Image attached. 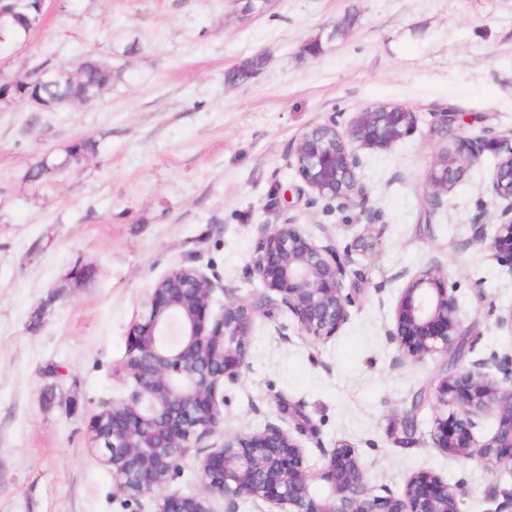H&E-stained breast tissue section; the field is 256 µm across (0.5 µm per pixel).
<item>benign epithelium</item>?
Instances as JSON below:
<instances>
[{
    "label": "benign epithelium",
    "instance_id": "1",
    "mask_svg": "<svg viewBox=\"0 0 512 512\" xmlns=\"http://www.w3.org/2000/svg\"><path fill=\"white\" fill-rule=\"evenodd\" d=\"M459 122L460 114L451 110L433 114L431 134L455 139L456 149L438 154L427 174L425 220L431 222L444 197L484 151L495 149L497 162L486 186L497 205L494 232L487 233L480 206L471 218L468 243L483 246L512 276V136L459 138ZM416 124V113L405 106L366 108L343 129L331 118L293 142L290 156L311 192L310 202L355 205L367 220L365 234L344 248L317 243L292 218L261 225L252 271L265 291L256 299L227 293L213 317L217 284L202 270L174 268L154 284L147 312L131 328L123 366L135 389L97 414L90 427L95 447L112 469L116 493L129 500L159 494V512H215L217 499L223 500L225 512H233L240 499L267 501L279 512H460L462 488L433 473L410 476L398 496L375 493L359 454L346 443L322 449V473L314 477L303 466L300 437L307 426L299 404L288 406L293 424L286 429L270 423L261 432L224 437L223 446L202 461L199 493L164 494L181 459L223 424L217 391L247 366L248 336L257 316L284 308L299 333L317 341L335 336L347 323L356 303L344 288L351 256L374 248L379 220L367 207L366 189L357 178L360 152L388 150ZM469 332L454 289L436 261L401 289L387 329L403 357H443V376L433 394L432 447L512 470V358L460 367L472 347ZM491 365L496 372L489 371ZM489 412L498 425L480 443L474 430ZM317 479L325 486L315 485Z\"/></svg>",
    "mask_w": 512,
    "mask_h": 512
}]
</instances>
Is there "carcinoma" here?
<instances>
[{"mask_svg":"<svg viewBox=\"0 0 512 512\" xmlns=\"http://www.w3.org/2000/svg\"><path fill=\"white\" fill-rule=\"evenodd\" d=\"M44 9V0H7L3 3L0 6V47L17 42L15 35L10 32L11 27H19L25 34L33 30L40 22ZM112 80V67L91 59L88 64L75 70L64 67L61 73L54 72L43 81L37 80L34 73L29 81L1 83L0 101L26 104L35 97L46 110L63 108L78 112L108 89ZM91 148L92 141H83L66 149L64 157L52 164L40 162L30 173L31 181L42 183L51 172L80 163Z\"/></svg>","mask_w":512,"mask_h":512,"instance_id":"obj_1","label":"carcinoma"}]
</instances>
